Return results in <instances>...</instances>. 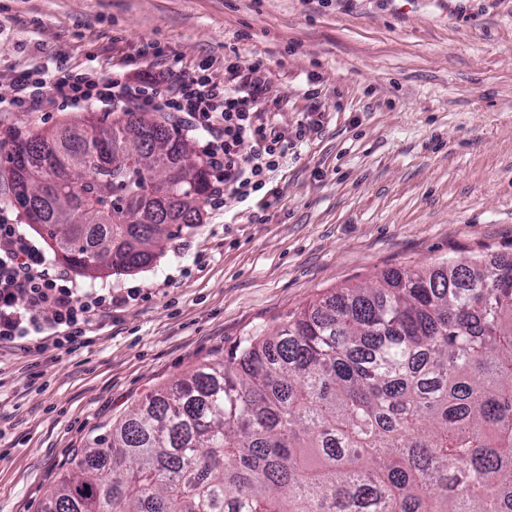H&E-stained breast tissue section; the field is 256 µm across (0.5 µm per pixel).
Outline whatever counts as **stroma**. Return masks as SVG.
Returning <instances> with one entry per match:
<instances>
[{
	"instance_id": "stroma-1",
	"label": "stroma",
	"mask_w": 512,
	"mask_h": 512,
	"mask_svg": "<svg viewBox=\"0 0 512 512\" xmlns=\"http://www.w3.org/2000/svg\"><path fill=\"white\" fill-rule=\"evenodd\" d=\"M151 43L221 84L265 59L278 202L201 199L149 267L77 274L140 290L84 343L0 344V512H40L78 448L252 329L391 269L512 257V0H0V141L90 115L11 107L10 73L134 75Z\"/></svg>"
}]
</instances>
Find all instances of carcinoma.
I'll return each instance as SVG.
<instances>
[{
  "label": "carcinoma",
  "mask_w": 512,
  "mask_h": 512,
  "mask_svg": "<svg viewBox=\"0 0 512 512\" xmlns=\"http://www.w3.org/2000/svg\"><path fill=\"white\" fill-rule=\"evenodd\" d=\"M14 136L0 175L77 271L150 265L201 222L204 161L141 112ZM183 171L147 199L150 151ZM78 182L30 195L35 162ZM41 512H512V258L394 269L254 331L94 438Z\"/></svg>",
  "instance_id": "1"
}]
</instances>
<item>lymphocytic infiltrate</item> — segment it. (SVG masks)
I'll use <instances>...</instances> for the list:
<instances>
[{"mask_svg":"<svg viewBox=\"0 0 512 512\" xmlns=\"http://www.w3.org/2000/svg\"><path fill=\"white\" fill-rule=\"evenodd\" d=\"M178 59L136 79L119 73L100 76L88 68L78 73L34 68L11 75L20 92L15 106L35 108L45 88L75 108L93 106L103 112L122 106L135 111L168 113L187 131L201 135V152L209 169L208 198L218 206L230 198L262 191L288 150L276 128L255 123L257 105L266 103V64L255 59L236 72L234 85L215 83L206 67L170 80ZM254 149L242 154L244 141ZM123 296L81 287L67 269H50L46 255L22 233L0 207V343H13L28 352L44 353L81 343L87 330ZM49 322H41L42 312Z\"/></svg>","mask_w":512,"mask_h":512,"instance_id":"1","label":"lymphocytic infiltrate"}]
</instances>
